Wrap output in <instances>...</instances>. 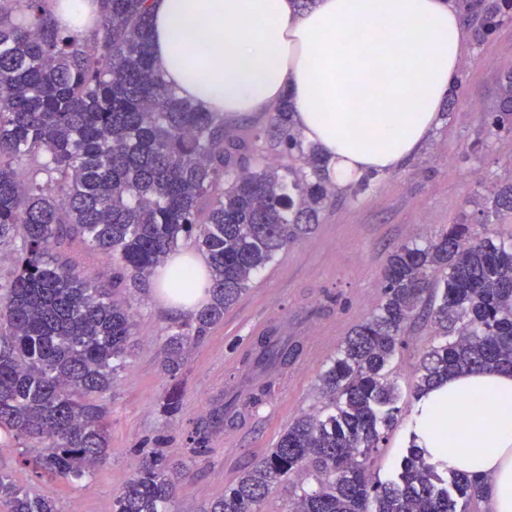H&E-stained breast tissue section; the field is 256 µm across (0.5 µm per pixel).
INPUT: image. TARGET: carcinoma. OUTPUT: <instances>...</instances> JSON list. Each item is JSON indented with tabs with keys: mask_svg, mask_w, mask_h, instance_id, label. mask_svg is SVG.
<instances>
[{
	"mask_svg": "<svg viewBox=\"0 0 512 512\" xmlns=\"http://www.w3.org/2000/svg\"><path fill=\"white\" fill-rule=\"evenodd\" d=\"M0 7V428L30 463L69 484L106 458L109 412L95 399L131 356L137 313L113 299L190 244L209 264L211 302L170 327L164 366L177 376L188 346L224 318L254 273L319 223L335 196L320 152L303 140L285 102L270 126L244 134L184 99L154 69L148 0H99L97 37L58 28L49 0ZM474 39L512 25V0H465ZM492 134H512V72L499 81ZM277 146V158L267 150ZM479 224H452L399 247L384 274L383 300L354 329L318 378L326 398L289 423L274 447L206 512H261L286 481L290 512H478L484 479L439 470L415 441L382 480L372 458L398 421L391 369L408 327L427 315L434 341L415 383L420 396L448 375L512 370V236L491 233V217L512 215V183L484 198ZM73 241L113 260L96 281L66 258ZM176 301L194 291L176 269L165 283ZM298 347L270 331L256 341L258 379L288 365ZM181 406L178 388L164 414ZM219 405L190 435L206 451V430L224 427ZM176 473L160 451L115 498V512H172ZM6 512H59L0 472Z\"/></svg>",
	"mask_w": 512,
	"mask_h": 512,
	"instance_id": "cac0c4a2",
	"label": "carcinoma"
}]
</instances>
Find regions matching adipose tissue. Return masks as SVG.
I'll return each instance as SVG.
<instances>
[{"label": "adipose tissue", "instance_id": "obj_1", "mask_svg": "<svg viewBox=\"0 0 512 512\" xmlns=\"http://www.w3.org/2000/svg\"><path fill=\"white\" fill-rule=\"evenodd\" d=\"M152 56L180 96L227 117L288 101L331 181L399 167L437 125L467 31L454 0H149ZM91 34L96 0H51ZM412 432L441 467L489 477L490 512H512V373L476 371L417 401ZM489 446L478 452L476 442Z\"/></svg>", "mask_w": 512, "mask_h": 512}]
</instances>
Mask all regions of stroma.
<instances>
[{"mask_svg":"<svg viewBox=\"0 0 512 512\" xmlns=\"http://www.w3.org/2000/svg\"><path fill=\"white\" fill-rule=\"evenodd\" d=\"M512 71V25L483 45L468 42L453 108L405 164L378 173L367 187L351 182L319 224L288 251L258 270L248 290L211 326L191 350L178 376L162 366L161 347L175 315L154 285L131 290L137 313L132 362L120 369L104 396L110 410V441L104 462L79 485L36 476L20 462L12 438L0 439V472L33 494L55 498L61 512H115L114 501L144 457L162 449L182 472L177 512H202L207 500L223 494L266 453L279 433L302 414L321 409L317 379L333 358L329 348L310 368L289 363L269 375L271 387L244 419L210 433L205 454L190 451L188 436L211 408L238 395L248 403L253 383L246 360L259 330H276L307 346L329 322L345 341L380 302L391 254L410 237L423 239L452 224L475 223L477 201L493 183L512 182V135L491 137L486 113L499 106L501 76ZM432 324L420 318L408 330L393 372L401 400L395 428L375 467L388 477L405 451L411 430L414 371L432 342ZM180 387L182 405L174 417L160 401ZM234 447H225V440Z\"/></svg>","mask_w":512,"mask_h":512,"instance_id":"obj_1","label":"stroma"}]
</instances>
